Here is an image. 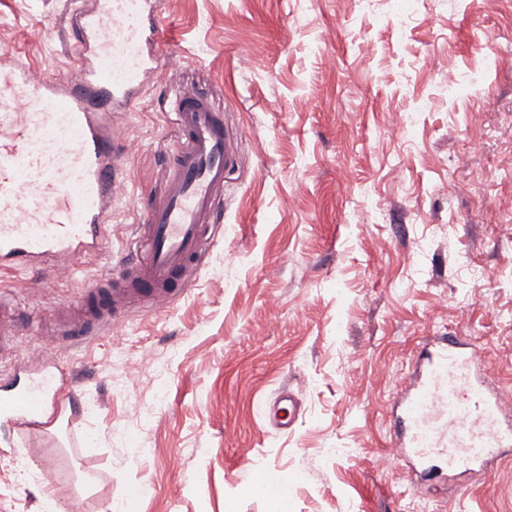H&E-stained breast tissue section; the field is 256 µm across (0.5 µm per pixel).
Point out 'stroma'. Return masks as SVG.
Returning <instances> with one entry per match:
<instances>
[{
    "mask_svg": "<svg viewBox=\"0 0 512 512\" xmlns=\"http://www.w3.org/2000/svg\"><path fill=\"white\" fill-rule=\"evenodd\" d=\"M64 2L0 0V50L73 72ZM161 46L184 59L120 117L137 149L109 239L8 298L31 326L0 364L82 383L52 430L0 417V512H281L254 490L267 468L295 485L291 512H512V453L426 480L372 467L425 337H471L512 387V0H163ZM452 76L475 84L449 96ZM182 90L242 133L212 249L168 307L54 338L55 309L120 272ZM285 388L287 432L261 418Z\"/></svg>",
    "mask_w": 512,
    "mask_h": 512,
    "instance_id": "35a3bbf8",
    "label": "stroma"
}]
</instances>
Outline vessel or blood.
<instances>
[{"mask_svg": "<svg viewBox=\"0 0 512 512\" xmlns=\"http://www.w3.org/2000/svg\"><path fill=\"white\" fill-rule=\"evenodd\" d=\"M160 6L91 0L74 8L72 78L37 75L21 52H0V269L43 264L59 276L105 244L130 152L113 111L133 106L158 62L150 46L160 37ZM174 113L179 147L165 162L160 194L144 209L136 257L118 277L99 280L82 311L59 319L63 340L82 342L115 326L125 304H170L209 252L240 138L226 132L223 108L207 95L176 94ZM473 353L463 337H431L415 361L413 388L394 405L402 424L396 445L427 472L437 458L451 470H484L512 446V409L488 389ZM53 381L45 374L0 396V415L36 421L49 397L62 395ZM259 488L284 504L294 494L269 470Z\"/></svg>", "mask_w": 512, "mask_h": 512, "instance_id": "1", "label": "vessel or blood"}]
</instances>
